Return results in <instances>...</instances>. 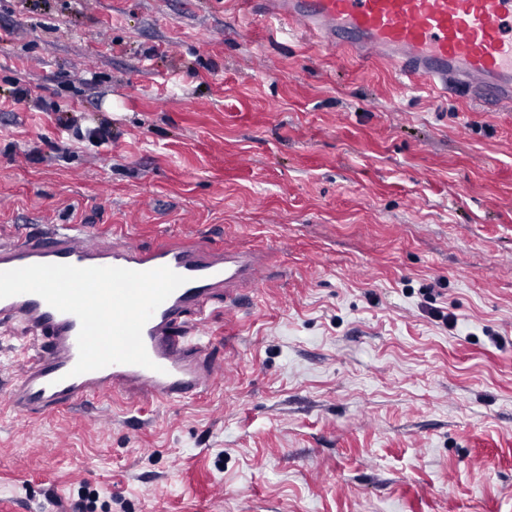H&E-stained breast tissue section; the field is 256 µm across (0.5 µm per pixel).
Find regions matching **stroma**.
<instances>
[{
	"instance_id": "stroma-1",
	"label": "stroma",
	"mask_w": 512,
	"mask_h": 512,
	"mask_svg": "<svg viewBox=\"0 0 512 512\" xmlns=\"http://www.w3.org/2000/svg\"><path fill=\"white\" fill-rule=\"evenodd\" d=\"M40 105L12 104L15 87ZM111 149L67 153L52 104ZM123 227L259 251L201 399L32 422L0 324V512H512V112L241 0H0V241Z\"/></svg>"
}]
</instances>
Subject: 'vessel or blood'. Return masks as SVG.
Returning <instances> with one entry per match:
<instances>
[{"label": "vessel or blood", "instance_id": "obj_1", "mask_svg": "<svg viewBox=\"0 0 512 512\" xmlns=\"http://www.w3.org/2000/svg\"><path fill=\"white\" fill-rule=\"evenodd\" d=\"M267 19L306 35L314 44L348 49L389 63L410 86H427L494 111L512 110V0H265ZM35 264L170 268L184 276L142 332L155 369L112 364L73 374L79 319L27 293L0 299V320H17L46 338L40 360L14 378L7 404L34 419L112 394L128 402L147 395L164 402L194 400L214 387L218 369L207 311L223 300L237 311L238 291L266 280L260 255L170 241L140 248L120 230L103 234L82 224H33L0 242V271Z\"/></svg>", "mask_w": 512, "mask_h": 512}]
</instances>
